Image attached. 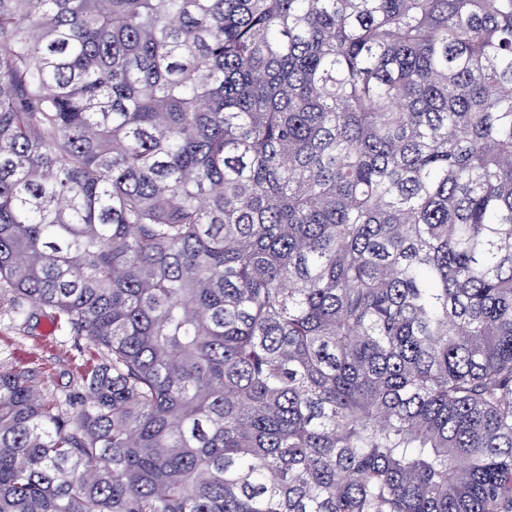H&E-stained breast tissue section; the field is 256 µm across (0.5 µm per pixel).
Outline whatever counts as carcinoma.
Segmentation results:
<instances>
[{"label":"carcinoma","mask_w":512,"mask_h":512,"mask_svg":"<svg viewBox=\"0 0 512 512\" xmlns=\"http://www.w3.org/2000/svg\"><path fill=\"white\" fill-rule=\"evenodd\" d=\"M0 512H512V0H0ZM98 349L82 339L53 331L46 320L27 332L0 310V361L35 370L42 390L72 389L79 374L101 360Z\"/></svg>","instance_id":"1"}]
</instances>
